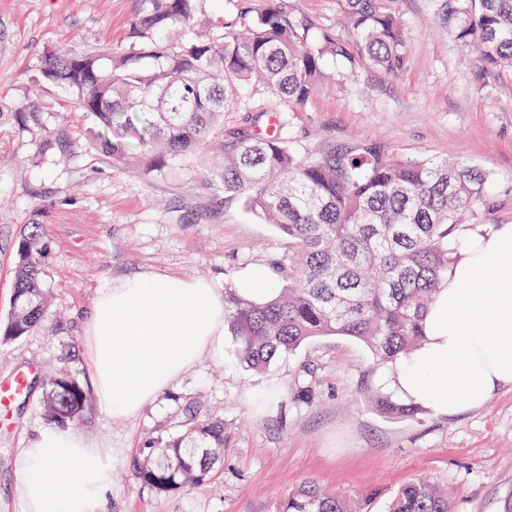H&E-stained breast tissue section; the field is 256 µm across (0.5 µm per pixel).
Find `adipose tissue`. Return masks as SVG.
Masks as SVG:
<instances>
[{"label": "adipose tissue", "mask_w": 512, "mask_h": 512, "mask_svg": "<svg viewBox=\"0 0 512 512\" xmlns=\"http://www.w3.org/2000/svg\"><path fill=\"white\" fill-rule=\"evenodd\" d=\"M425 342L382 380L395 398L453 413L512 386V224L468 232L425 320ZM96 396L130 418L202 358L224 353V294L202 280L143 274L105 288L85 323ZM26 512H102L106 455L73 430L20 449Z\"/></svg>", "instance_id": "obj_1"}]
</instances>
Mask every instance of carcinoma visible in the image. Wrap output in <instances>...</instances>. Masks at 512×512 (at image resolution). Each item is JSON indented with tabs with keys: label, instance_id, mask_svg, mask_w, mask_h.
I'll return each instance as SVG.
<instances>
[{
	"label": "carcinoma",
	"instance_id": "1",
	"mask_svg": "<svg viewBox=\"0 0 512 512\" xmlns=\"http://www.w3.org/2000/svg\"><path fill=\"white\" fill-rule=\"evenodd\" d=\"M196 0H146L131 23L134 50L44 55L41 80L77 95L99 133L90 146L115 164L162 173L172 161L219 139L224 153L213 179L288 238L273 266L279 291L258 304L224 289V331L241 362L261 371L305 341L341 335L365 344L384 367L421 345L424 320L462 232L461 216L485 198L490 175L451 159L401 158L376 143L354 153L298 160L289 147L288 113L304 106L328 60L367 62L388 75L410 47L391 0H341L347 37L293 16L282 0L242 2L247 22H222L223 37L194 28ZM449 32L472 45L483 68L512 75V0H452ZM248 112L249 126L224 131V113ZM66 162L83 145L63 128L48 132ZM42 225L17 246L13 306L0 340L17 339L43 320ZM380 413L414 417L419 408L381 390L368 393ZM87 394L69 373L45 383L44 406L64 425ZM224 422L187 409L153 442L137 468L139 483L159 492L204 482L223 457ZM283 512H359L342 497L308 484ZM392 512H451L448 490L418 479L396 495Z\"/></svg>",
	"mask_w": 512,
	"mask_h": 512
}]
</instances>
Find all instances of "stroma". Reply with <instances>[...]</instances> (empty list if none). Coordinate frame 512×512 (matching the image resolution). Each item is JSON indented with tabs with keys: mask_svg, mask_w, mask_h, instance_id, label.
Listing matches in <instances>:
<instances>
[{
	"mask_svg": "<svg viewBox=\"0 0 512 512\" xmlns=\"http://www.w3.org/2000/svg\"><path fill=\"white\" fill-rule=\"evenodd\" d=\"M239 4L197 0V31L219 37L221 21H239ZM444 4L393 0L410 45L405 68L390 76L365 64L347 78L329 74L291 113V148L302 161L368 142L405 158L453 155L492 177L468 227L511 224L512 77L482 75L473 48L449 35ZM143 6L0 0V324L11 313L18 241L34 223L45 227L48 306L41 326L0 343V381L29 375L26 392L0 410V512H25L16 456L50 426L44 377L63 368L94 389L83 326L103 288L146 272L230 287L248 266L276 264L288 251L287 239L242 197L204 180L216 163L212 150L162 174L91 153L63 164L47 128L65 126L85 144L98 131L76 96L49 84L40 111H21L44 52L128 49ZM384 375L370 351L345 336L308 340L259 372L241 363L228 338L221 361L202 360L137 416H112L93 399L73 428L108 455L106 512H281L309 481L365 512H389L397 490L420 477L448 487L454 512H512V387L449 417L391 419L363 397ZM196 403L224 421L223 460L191 488L142 487L137 460Z\"/></svg>",
	"mask_w": 512,
	"mask_h": 512,
	"instance_id": "1",
	"label": "stroma"
}]
</instances>
